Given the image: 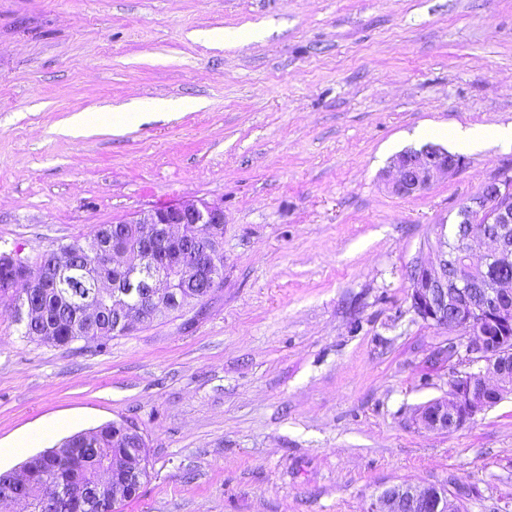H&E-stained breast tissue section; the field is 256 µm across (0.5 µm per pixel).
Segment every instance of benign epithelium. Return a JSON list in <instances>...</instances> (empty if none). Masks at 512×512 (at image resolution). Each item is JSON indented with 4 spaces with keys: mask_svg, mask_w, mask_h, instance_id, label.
I'll return each mask as SVG.
<instances>
[{
    "mask_svg": "<svg viewBox=\"0 0 512 512\" xmlns=\"http://www.w3.org/2000/svg\"><path fill=\"white\" fill-rule=\"evenodd\" d=\"M465 159L448 161V149L427 144L407 149L390 161L391 194L407 198L435 178L451 176ZM512 168L501 170L459 207L461 228L440 227L432 258L412 268L408 298L415 316L439 328L452 329L464 340H448L432 359L463 365L448 392L417 413V425L433 432L463 427L512 390ZM130 235L151 267L150 282L137 290L120 288L130 262L129 244L112 239L99 249L112 266V334L128 335L147 320L190 310L205 300L185 296L184 288L214 290L224 279L217 236L201 233L224 223L215 202L191 200L142 212L128 220ZM483 262L475 264V253ZM100 495L122 497L108 471L97 479ZM366 512H463L462 497L448 484L402 483L372 495Z\"/></svg>",
    "mask_w": 512,
    "mask_h": 512,
    "instance_id": "7a95c632",
    "label": "benign epithelium"
}]
</instances>
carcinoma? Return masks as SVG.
<instances>
[{
    "label": "carcinoma",
    "mask_w": 512,
    "mask_h": 512,
    "mask_svg": "<svg viewBox=\"0 0 512 512\" xmlns=\"http://www.w3.org/2000/svg\"><path fill=\"white\" fill-rule=\"evenodd\" d=\"M112 228V224H103L94 230L90 241L61 242L40 256L37 264L53 261L61 266V272L56 287L39 289L37 318L20 321L22 340L51 347L90 341L102 349L112 339V292L96 288L97 279H112V268L96 259L93 252V244L112 236ZM32 268L34 265L20 258L0 255L1 302L16 309L22 306L17 282ZM87 298L105 308L102 320L90 326L84 324L80 314V303ZM146 457L145 441L109 422L70 436L56 449L30 457L25 465L33 481L24 494L33 506H39L45 477L61 495L51 508L38 512H119L112 502L96 497V473L103 467L112 468L116 481L123 483Z\"/></svg>",
    "instance_id": "1"
}]
</instances>
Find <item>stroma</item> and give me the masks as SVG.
I'll return each instance as SVG.
<instances>
[{
  "label": "stroma",
  "mask_w": 512,
  "mask_h": 512,
  "mask_svg": "<svg viewBox=\"0 0 512 512\" xmlns=\"http://www.w3.org/2000/svg\"><path fill=\"white\" fill-rule=\"evenodd\" d=\"M255 30L245 45L214 30ZM184 101L114 124L115 108ZM90 125L62 133L74 114ZM512 123V0H0V254L36 262L157 207L224 209V283L104 351L20 338L0 302L3 448L135 419L149 477L122 512H365L404 482L512 512V395L451 433L412 423L453 370L410 270L512 165L466 154L412 198L392 157L419 128Z\"/></svg>",
  "instance_id": "1"
}]
</instances>
